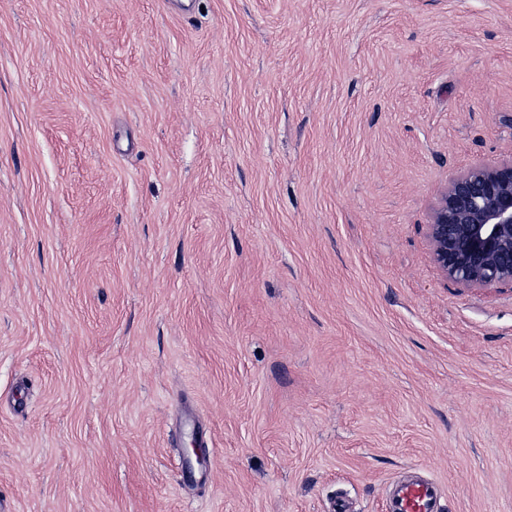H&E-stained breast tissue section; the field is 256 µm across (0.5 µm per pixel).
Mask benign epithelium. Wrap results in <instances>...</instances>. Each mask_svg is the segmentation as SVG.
Instances as JSON below:
<instances>
[{"instance_id":"7a95c632","label":"benign epithelium","mask_w":512,"mask_h":512,"mask_svg":"<svg viewBox=\"0 0 512 512\" xmlns=\"http://www.w3.org/2000/svg\"><path fill=\"white\" fill-rule=\"evenodd\" d=\"M427 237L447 280L465 288L512 285V156L452 179Z\"/></svg>"}]
</instances>
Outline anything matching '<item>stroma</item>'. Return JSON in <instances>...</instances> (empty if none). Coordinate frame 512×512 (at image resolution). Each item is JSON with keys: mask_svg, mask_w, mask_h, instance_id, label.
Returning <instances> with one entry per match:
<instances>
[{"mask_svg": "<svg viewBox=\"0 0 512 512\" xmlns=\"http://www.w3.org/2000/svg\"><path fill=\"white\" fill-rule=\"evenodd\" d=\"M511 155L512 0H0V512H512ZM427 237L447 280L465 288L512 285V155L452 179ZM436 499V486L427 479L401 482L392 494L388 512H439Z\"/></svg>", "mask_w": 512, "mask_h": 512, "instance_id": "1", "label": "stroma"}]
</instances>
